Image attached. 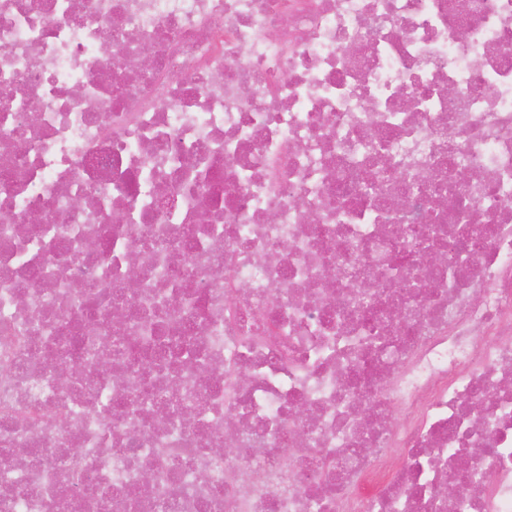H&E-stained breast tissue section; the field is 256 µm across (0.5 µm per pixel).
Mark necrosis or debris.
<instances>
[{"mask_svg": "<svg viewBox=\"0 0 512 512\" xmlns=\"http://www.w3.org/2000/svg\"><path fill=\"white\" fill-rule=\"evenodd\" d=\"M0 512H512V0H0Z\"/></svg>", "mask_w": 512, "mask_h": 512, "instance_id": "obj_1", "label": "necrosis or debris"}]
</instances>
